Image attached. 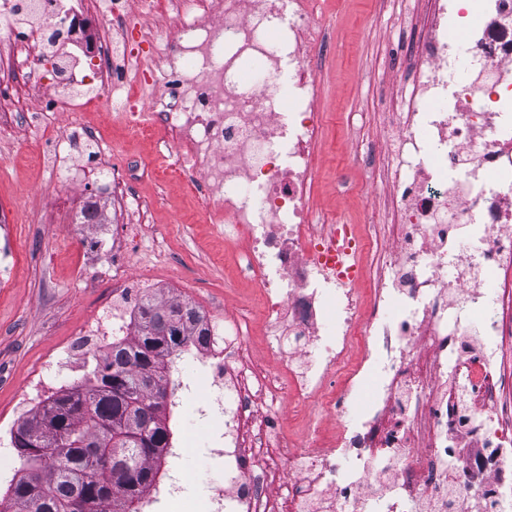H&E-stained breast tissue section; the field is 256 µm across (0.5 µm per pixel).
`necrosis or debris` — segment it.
Returning a JSON list of instances; mask_svg holds the SVG:
<instances>
[{
    "label": "necrosis or debris",
    "mask_w": 512,
    "mask_h": 512,
    "mask_svg": "<svg viewBox=\"0 0 512 512\" xmlns=\"http://www.w3.org/2000/svg\"><path fill=\"white\" fill-rule=\"evenodd\" d=\"M89 8L104 32L80 41L70 0H0V64L27 97L87 87L78 111L165 131L166 172L190 179L207 222L242 248L266 335L293 340L260 360L236 320L201 338L196 411L218 420L205 445L232 475L206 512H512V474L488 463L512 450L492 377L512 334V0H428L400 58L418 72L412 104L393 103L386 125L389 250L364 280L338 277L327 254L342 236L362 259L373 218L310 217L314 0H209L145 48L119 0ZM138 86L162 94L138 105ZM135 308L115 302L83 344L133 335Z\"/></svg>",
    "instance_id": "necrosis-or-debris-1"
}]
</instances>
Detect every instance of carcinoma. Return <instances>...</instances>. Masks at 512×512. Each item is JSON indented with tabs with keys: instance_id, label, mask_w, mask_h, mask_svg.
<instances>
[{
	"instance_id": "carcinoma-1",
	"label": "carcinoma",
	"mask_w": 512,
	"mask_h": 512,
	"mask_svg": "<svg viewBox=\"0 0 512 512\" xmlns=\"http://www.w3.org/2000/svg\"><path fill=\"white\" fill-rule=\"evenodd\" d=\"M202 322L188 302L144 297L134 336L112 346L91 377L18 421L13 444L26 475L7 491L14 512H68L79 497L89 512H139L171 444L162 420L175 391L171 368L204 335ZM157 341L167 343L160 359L149 352ZM150 376L155 387L139 386Z\"/></svg>"
}]
</instances>
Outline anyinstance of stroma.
I'll return each mask as SVG.
<instances>
[{"mask_svg":"<svg viewBox=\"0 0 512 512\" xmlns=\"http://www.w3.org/2000/svg\"><path fill=\"white\" fill-rule=\"evenodd\" d=\"M326 51L315 58L317 98L323 118L310 205L345 224L382 214L390 179L356 164L355 141L379 142L393 99L408 93L396 54L410 37L411 11L424 0H322ZM93 139L85 155L104 153L105 163L81 193L105 197L114 169L139 165L135 193L142 206L130 220L111 226L77 224L69 203L76 193L46 164L52 135L64 134L68 106L45 112L27 102L24 116L0 125V212L13 217L10 234L0 233V497L23 474L11 431L26 416L28 399L46 397L83 381L106 351V341L75 353L80 330L115 299L127 278L152 279L155 294H174L210 312L215 322L240 319L255 354L266 358L260 305L250 283L238 276L242 257L224 242L222 227L206 223L199 199L176 180L153 174L148 165L159 139L130 137L105 112L86 115ZM194 478L191 492L154 504L153 512H194L228 476L206 450L182 461L162 458L157 487L177 468Z\"/></svg>","mask_w":512,"mask_h":512,"instance_id":"obj_1","label":"stroma"}]
</instances>
